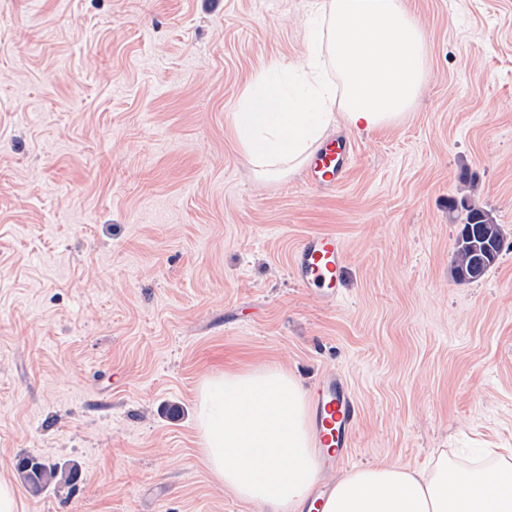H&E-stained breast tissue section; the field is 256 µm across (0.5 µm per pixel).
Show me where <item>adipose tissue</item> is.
<instances>
[{
    "label": "adipose tissue",
    "instance_id": "adipose-tissue-1",
    "mask_svg": "<svg viewBox=\"0 0 512 512\" xmlns=\"http://www.w3.org/2000/svg\"><path fill=\"white\" fill-rule=\"evenodd\" d=\"M306 86L288 90L272 63L232 114L260 176L294 171L343 120L371 132L401 120L429 80L425 34L404 0H315ZM199 429L212 478L261 512H305L320 477L307 397L277 364L204 380ZM320 512H512V463L497 476L399 464L356 469L332 484Z\"/></svg>",
    "mask_w": 512,
    "mask_h": 512
}]
</instances>
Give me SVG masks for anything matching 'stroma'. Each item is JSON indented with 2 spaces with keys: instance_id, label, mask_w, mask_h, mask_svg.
Masks as SVG:
<instances>
[{
  "instance_id": "obj_1",
  "label": "stroma",
  "mask_w": 512,
  "mask_h": 512,
  "mask_svg": "<svg viewBox=\"0 0 512 512\" xmlns=\"http://www.w3.org/2000/svg\"><path fill=\"white\" fill-rule=\"evenodd\" d=\"M313 0H0V479L18 512H256L215 483L205 378L333 371L362 404L328 477L512 448V0H405L430 78L357 133L347 180L258 177L231 114L270 63L300 70ZM504 230L453 276L466 180ZM345 246L325 306L290 256ZM77 467L41 495L18 457Z\"/></svg>"
}]
</instances>
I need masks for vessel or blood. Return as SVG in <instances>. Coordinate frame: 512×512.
I'll return each instance as SVG.
<instances>
[{"instance_id": "b4317fda", "label": "vessel or blood", "mask_w": 512, "mask_h": 512, "mask_svg": "<svg viewBox=\"0 0 512 512\" xmlns=\"http://www.w3.org/2000/svg\"><path fill=\"white\" fill-rule=\"evenodd\" d=\"M353 145L343 136L325 141L309 161L312 178L333 189L348 174V158ZM346 252L342 240L330 232L313 233L302 238L291 255L294 279L314 289L327 303L335 302L342 282ZM316 445L327 465H335L349 456L353 431L358 423L359 407L342 375H323L311 392Z\"/></svg>"}]
</instances>
